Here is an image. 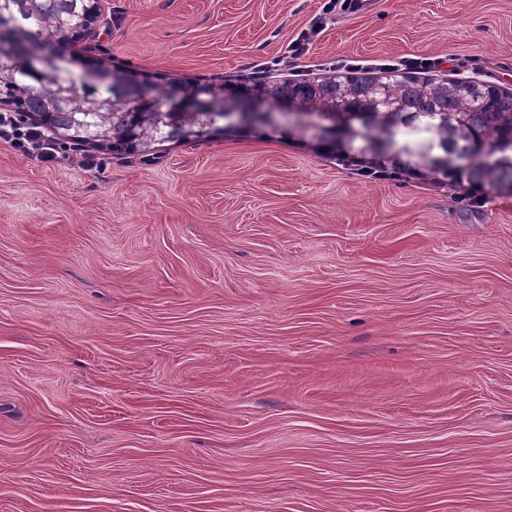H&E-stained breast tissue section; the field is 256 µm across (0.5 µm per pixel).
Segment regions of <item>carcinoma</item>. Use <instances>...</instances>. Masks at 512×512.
Returning a JSON list of instances; mask_svg holds the SVG:
<instances>
[{"mask_svg":"<svg viewBox=\"0 0 512 512\" xmlns=\"http://www.w3.org/2000/svg\"><path fill=\"white\" fill-rule=\"evenodd\" d=\"M99 16L95 0H0V55L13 60L0 64V105L35 113L73 141L97 133L96 147L147 158L165 139L198 137L219 119L236 124L229 100L251 107L246 127L294 117L346 164L512 191V91L494 83L363 68L218 89L168 80L143 95L124 71L68 54ZM89 68L102 72L99 82L86 83ZM339 124L350 140L330 138Z\"/></svg>","mask_w":512,"mask_h":512,"instance_id":"obj_1","label":"carcinoma"}]
</instances>
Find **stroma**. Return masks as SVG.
<instances>
[{
    "label": "stroma",
    "instance_id": "35a3bbf8",
    "mask_svg": "<svg viewBox=\"0 0 512 512\" xmlns=\"http://www.w3.org/2000/svg\"><path fill=\"white\" fill-rule=\"evenodd\" d=\"M76 51L234 83L325 0H99ZM301 65L512 89V0L326 15ZM0 142V512H512V191L231 130Z\"/></svg>",
    "mask_w": 512,
    "mask_h": 512
}]
</instances>
